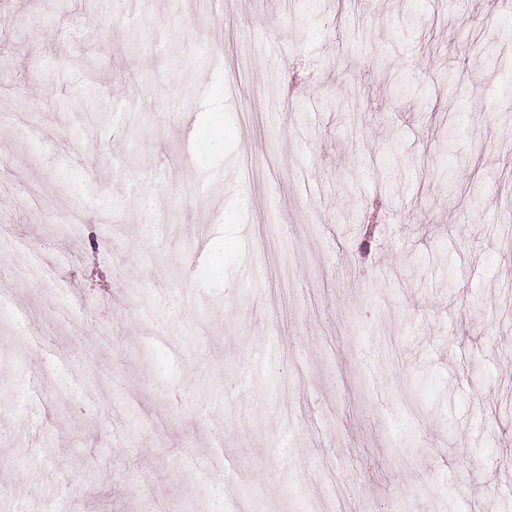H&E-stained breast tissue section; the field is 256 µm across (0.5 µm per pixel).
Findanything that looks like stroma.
Masks as SVG:
<instances>
[{
	"label": "stroma",
	"instance_id": "35a3bbf8",
	"mask_svg": "<svg viewBox=\"0 0 512 512\" xmlns=\"http://www.w3.org/2000/svg\"><path fill=\"white\" fill-rule=\"evenodd\" d=\"M134 2L0 0V512H512V9Z\"/></svg>",
	"mask_w": 512,
	"mask_h": 512
}]
</instances>
